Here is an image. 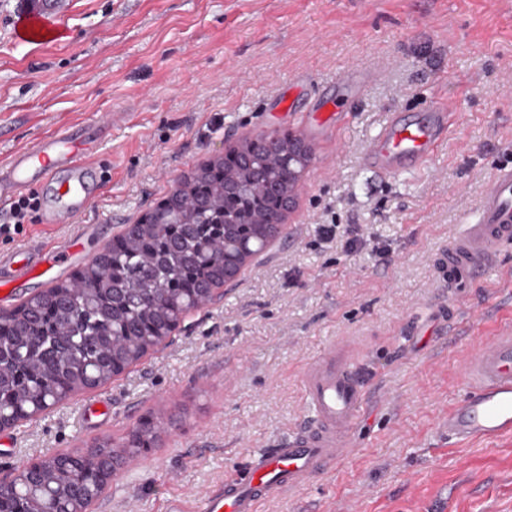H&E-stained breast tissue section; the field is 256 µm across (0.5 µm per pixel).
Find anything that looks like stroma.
Here are the masks:
<instances>
[{
    "mask_svg": "<svg viewBox=\"0 0 512 512\" xmlns=\"http://www.w3.org/2000/svg\"><path fill=\"white\" fill-rule=\"evenodd\" d=\"M0 0V161L78 126L105 175L76 223L24 225L41 277L8 311L70 281L176 183L262 134L301 136L312 161L288 230L221 299L107 384L0 431V469L97 442L122 446L143 419L148 450L123 457L98 512H199L216 483L305 416L302 377L333 343L372 376L350 454L260 512H512V437L453 441L439 419L462 396L479 337L512 319L501 270L449 290L438 270L489 177L512 161V11L502 0H60L21 37ZM379 79L352 91L353 68ZM348 112L340 131L318 108ZM445 102L457 123L425 169L379 175L362 156L388 115ZM124 113L108 138L96 119ZM324 224L387 245L347 251ZM73 254L48 256L60 239Z\"/></svg>",
    "mask_w": 512,
    "mask_h": 512,
    "instance_id": "1",
    "label": "stroma"
}]
</instances>
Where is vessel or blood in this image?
Returning a JSON list of instances; mask_svg holds the SVG:
<instances>
[{
    "label": "vessel or blood",
    "mask_w": 512,
    "mask_h": 512,
    "mask_svg": "<svg viewBox=\"0 0 512 512\" xmlns=\"http://www.w3.org/2000/svg\"><path fill=\"white\" fill-rule=\"evenodd\" d=\"M446 104L426 122L409 123L392 115L369 147L365 161L381 172L430 161L452 125ZM90 151L85 140L67 133L15 150L0 163V205L38 186L52 187L54 204L46 223L61 225L84 212L95 198L89 182ZM512 245V165L494 168L475 220L464 226L445 259L449 288L482 277ZM39 257L28 248L0 257V284L26 279ZM465 392L443 420L460 441L512 437V321L485 337L465 366ZM306 421L274 448L253 453L223 485L202 500V512H259L278 494L305 487L326 476L350 452L368 395L366 372L328 347L302 379Z\"/></svg>",
    "instance_id": "obj_1"
}]
</instances>
